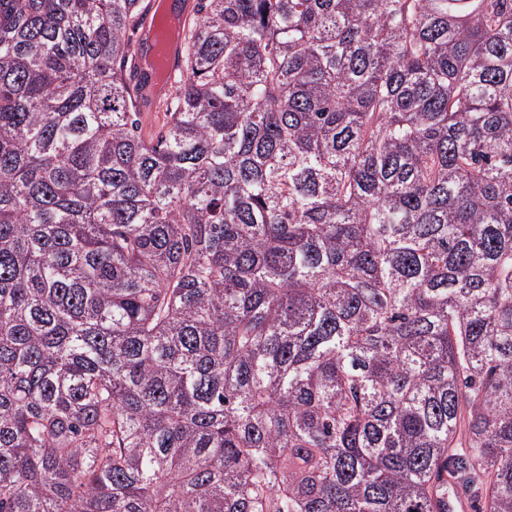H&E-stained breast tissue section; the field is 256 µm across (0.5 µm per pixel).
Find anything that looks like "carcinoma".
Masks as SVG:
<instances>
[{
  "mask_svg": "<svg viewBox=\"0 0 512 512\" xmlns=\"http://www.w3.org/2000/svg\"><path fill=\"white\" fill-rule=\"evenodd\" d=\"M0 0V512H512V0ZM156 3H157V1H151V0H150V2H148L147 15L149 17V24L143 34L144 35L143 36L144 44L142 45V43H139L138 53H137V57H136L139 82L142 87L141 91H142V94H144L148 98H155L161 92V89H156L151 84L149 74L144 67V57L147 54V49H148L147 44H146L145 34L147 32H150L153 29V27L155 26L156 14H157Z\"/></svg>",
  "mask_w": 512,
  "mask_h": 512,
  "instance_id": "carcinoma-1",
  "label": "carcinoma"
}]
</instances>
